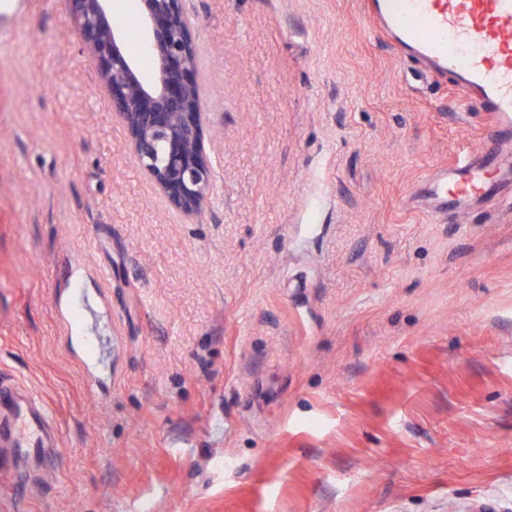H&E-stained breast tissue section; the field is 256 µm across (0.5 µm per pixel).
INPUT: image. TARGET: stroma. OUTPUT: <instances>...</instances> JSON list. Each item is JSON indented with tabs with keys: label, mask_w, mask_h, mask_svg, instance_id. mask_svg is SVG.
Segmentation results:
<instances>
[{
	"label": "stroma",
	"mask_w": 512,
	"mask_h": 512,
	"mask_svg": "<svg viewBox=\"0 0 512 512\" xmlns=\"http://www.w3.org/2000/svg\"><path fill=\"white\" fill-rule=\"evenodd\" d=\"M364 0H185L210 200L135 164L70 0L0 14V376L61 445L0 512H512V186L426 182L495 126ZM102 298L92 387L55 315Z\"/></svg>",
	"instance_id": "1"
}]
</instances>
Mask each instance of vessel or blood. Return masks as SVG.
<instances>
[{
  "mask_svg": "<svg viewBox=\"0 0 512 512\" xmlns=\"http://www.w3.org/2000/svg\"><path fill=\"white\" fill-rule=\"evenodd\" d=\"M380 33L392 37L412 57L439 75H452L464 105L497 115L499 134L512 135V0H366ZM512 169L497 156L462 157L450 174L432 181L429 196L436 214L464 200L493 194ZM56 307L64 335L79 347L86 371L101 358L96 337L99 309L82 289L67 283ZM53 425L46 405L33 393L0 387V473L41 465L52 447Z\"/></svg>",
  "mask_w": 512,
  "mask_h": 512,
  "instance_id": "b4317fda",
  "label": "vessel or blood"
}]
</instances>
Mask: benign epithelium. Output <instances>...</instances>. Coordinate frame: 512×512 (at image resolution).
<instances>
[{"label":"benign epithelium","mask_w":512,"mask_h":512,"mask_svg":"<svg viewBox=\"0 0 512 512\" xmlns=\"http://www.w3.org/2000/svg\"><path fill=\"white\" fill-rule=\"evenodd\" d=\"M71 2L89 60L127 130L141 173L172 209L185 215L200 212L213 165L202 139L195 22L182 0H143L140 24L156 72L151 84L143 82L120 31L112 26L108 0Z\"/></svg>","instance_id":"benign-epithelium-1"}]
</instances>
